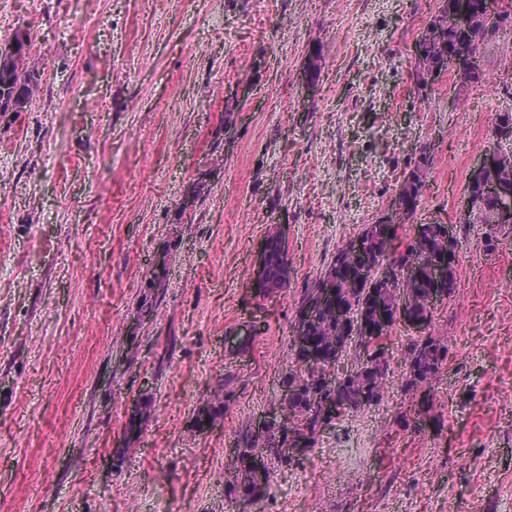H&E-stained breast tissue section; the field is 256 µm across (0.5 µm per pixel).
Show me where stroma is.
Masks as SVG:
<instances>
[{"label":"stroma","instance_id":"stroma-1","mask_svg":"<svg viewBox=\"0 0 512 512\" xmlns=\"http://www.w3.org/2000/svg\"><path fill=\"white\" fill-rule=\"evenodd\" d=\"M436 9L0 0V42L29 30L39 59L30 106L0 112V512H512V229L458 221L512 112V52L485 42L477 79L461 88L449 71L422 96L414 44ZM424 145L426 191L399 235L442 223L458 239L429 326L447 347L433 409L406 389L410 337L392 327L379 402L242 508L228 450L281 395L297 299L389 211ZM278 225L289 285L257 300L252 270ZM246 324L258 335L231 347ZM145 393L154 410L125 439ZM217 400L223 418L199 428ZM167 272V261L166 258L162 257V259L155 264L153 269L150 270L146 285V288H148V294L143 296L141 301L140 314L144 313L145 316L149 317L152 314V311L155 310L158 299V291L164 288L166 284Z\"/></svg>","mask_w":512,"mask_h":512}]
</instances>
